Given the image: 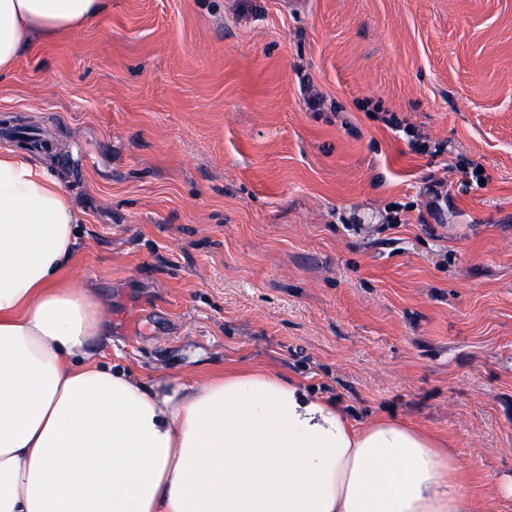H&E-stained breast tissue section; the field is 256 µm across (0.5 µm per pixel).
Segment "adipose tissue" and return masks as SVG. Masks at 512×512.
Returning <instances> with one entry per match:
<instances>
[{
	"label": "adipose tissue",
	"instance_id": "1",
	"mask_svg": "<svg viewBox=\"0 0 512 512\" xmlns=\"http://www.w3.org/2000/svg\"><path fill=\"white\" fill-rule=\"evenodd\" d=\"M111 0H0V75L31 34ZM80 212L26 154L0 153V512H476L428 430L356 423L299 378L227 367L142 380L100 365L99 299L72 275Z\"/></svg>",
	"mask_w": 512,
	"mask_h": 512
}]
</instances>
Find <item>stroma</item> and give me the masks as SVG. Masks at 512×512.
Returning <instances> with one entry per match:
<instances>
[{
  "mask_svg": "<svg viewBox=\"0 0 512 512\" xmlns=\"http://www.w3.org/2000/svg\"><path fill=\"white\" fill-rule=\"evenodd\" d=\"M12 125L81 213L99 361L279 369L433 432L512 512V0H112L0 76Z\"/></svg>",
  "mask_w": 512,
  "mask_h": 512,
  "instance_id": "1",
  "label": "stroma"
}]
</instances>
